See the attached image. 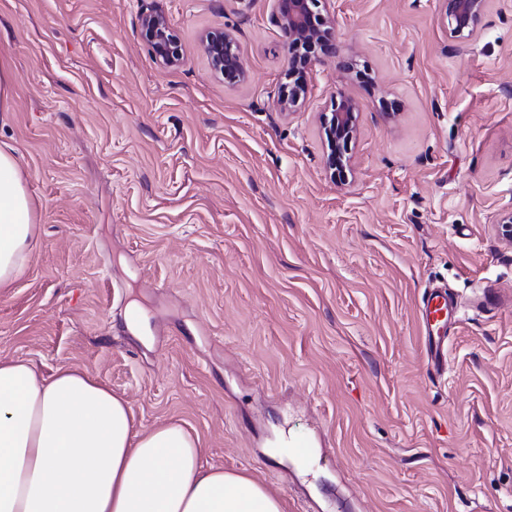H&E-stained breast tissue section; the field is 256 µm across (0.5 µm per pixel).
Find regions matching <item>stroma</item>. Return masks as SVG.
I'll return each mask as SVG.
<instances>
[{
  "mask_svg": "<svg viewBox=\"0 0 512 512\" xmlns=\"http://www.w3.org/2000/svg\"><path fill=\"white\" fill-rule=\"evenodd\" d=\"M150 6L181 68L151 56ZM328 8L338 54L287 115L273 0H0L16 79L0 147L36 224L0 288V358L87 372L135 431L182 424L203 467L255 478L286 512H512V0H488L462 43L443 0ZM220 28L244 84L200 51ZM340 93L360 111L334 176L320 118ZM434 286L461 320L432 379ZM281 428L310 465L276 453ZM140 26L154 60L164 68H178L184 64L179 39L170 19L156 9L144 10ZM201 48L211 69L224 78L225 84L235 86L247 80L241 48L233 31L222 28L206 32Z\"/></svg>",
  "mask_w": 512,
  "mask_h": 512,
  "instance_id": "obj_1",
  "label": "stroma"
}]
</instances>
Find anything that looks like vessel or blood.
Here are the masks:
<instances>
[{
	"label": "vessel or blood",
	"instance_id": "1",
	"mask_svg": "<svg viewBox=\"0 0 512 512\" xmlns=\"http://www.w3.org/2000/svg\"><path fill=\"white\" fill-rule=\"evenodd\" d=\"M455 314L447 289L425 290L421 315L425 329L424 350L431 373L444 371L448 366V326L453 322Z\"/></svg>",
	"mask_w": 512,
	"mask_h": 512
}]
</instances>
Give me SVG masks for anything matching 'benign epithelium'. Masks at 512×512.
Here are the masks:
<instances>
[{
    "label": "benign epithelium",
    "instance_id": "obj_1",
    "mask_svg": "<svg viewBox=\"0 0 512 512\" xmlns=\"http://www.w3.org/2000/svg\"><path fill=\"white\" fill-rule=\"evenodd\" d=\"M328 0H274L272 19L285 38L288 48L287 82L278 94L282 112H294L306 98V75L314 64L324 57H334L337 45L334 36L336 18L330 11H322ZM448 19V38L464 42L481 26L487 0H443ZM140 26L154 60L164 68H178L184 64L179 39L170 19L156 9L144 10ZM201 48L211 69L224 78V83L235 86L247 80L241 48L233 31L214 29L201 38ZM356 101L339 95L330 114L323 115L321 128L327 153V169L331 176L343 169L344 151L356 131Z\"/></svg>",
    "mask_w": 512,
    "mask_h": 512
}]
</instances>
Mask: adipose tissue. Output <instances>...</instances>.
Listing matches in <instances>:
<instances>
[{"mask_svg": "<svg viewBox=\"0 0 512 512\" xmlns=\"http://www.w3.org/2000/svg\"><path fill=\"white\" fill-rule=\"evenodd\" d=\"M31 211L0 149V288L25 269ZM201 451L177 423L135 432L126 400L87 373L0 359V512H283L251 477L203 468Z\"/></svg>", "mask_w": 512, "mask_h": 512, "instance_id": "adipose-tissue-1", "label": "adipose tissue"}]
</instances>
